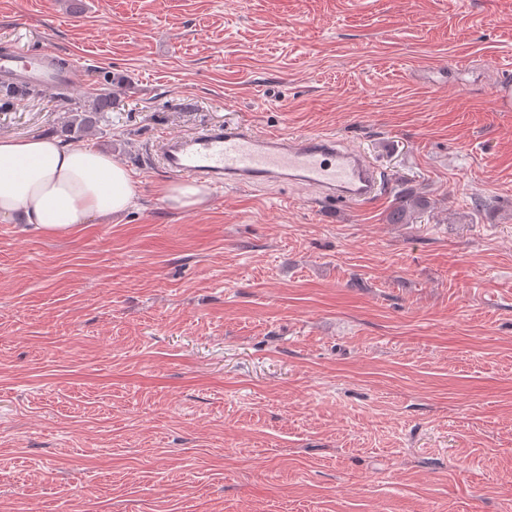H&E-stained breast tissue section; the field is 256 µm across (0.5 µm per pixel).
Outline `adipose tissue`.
Listing matches in <instances>:
<instances>
[{"label":"adipose tissue","mask_w":512,"mask_h":512,"mask_svg":"<svg viewBox=\"0 0 512 512\" xmlns=\"http://www.w3.org/2000/svg\"><path fill=\"white\" fill-rule=\"evenodd\" d=\"M139 182L112 154L45 137H0V219L54 236L138 204Z\"/></svg>","instance_id":"ef3b65f1"}]
</instances>
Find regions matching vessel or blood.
I'll return each instance as SVG.
<instances>
[{"mask_svg": "<svg viewBox=\"0 0 512 512\" xmlns=\"http://www.w3.org/2000/svg\"><path fill=\"white\" fill-rule=\"evenodd\" d=\"M57 53L0 55V78L48 89L75 83L76 66L57 68ZM157 158L166 171L208 185L253 187L270 183L316 190L323 199L362 205L378 197L381 182L374 164L334 135L261 133L228 121L196 132L162 137Z\"/></svg>", "mask_w": 512, "mask_h": 512, "instance_id": "b4317fda", "label": "vessel or blood"}]
</instances>
